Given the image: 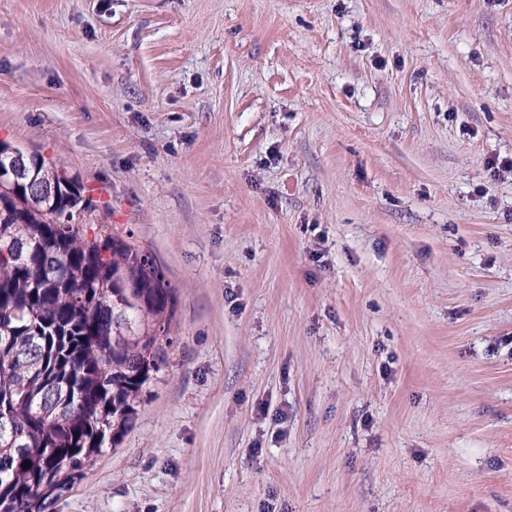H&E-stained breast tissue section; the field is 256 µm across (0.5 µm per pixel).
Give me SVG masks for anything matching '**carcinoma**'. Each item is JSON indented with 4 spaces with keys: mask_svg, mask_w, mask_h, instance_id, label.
I'll use <instances>...</instances> for the list:
<instances>
[{
    "mask_svg": "<svg viewBox=\"0 0 512 512\" xmlns=\"http://www.w3.org/2000/svg\"><path fill=\"white\" fill-rule=\"evenodd\" d=\"M58 192L0 194V512H45L133 426L169 364L176 292L156 259L77 224L86 188L40 157Z\"/></svg>",
    "mask_w": 512,
    "mask_h": 512,
    "instance_id": "cac0c4a2",
    "label": "carcinoma"
}]
</instances>
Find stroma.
I'll use <instances>...</instances> for the list:
<instances>
[{
  "mask_svg": "<svg viewBox=\"0 0 512 512\" xmlns=\"http://www.w3.org/2000/svg\"><path fill=\"white\" fill-rule=\"evenodd\" d=\"M0 140L177 294L46 512H512V0H0Z\"/></svg>",
  "mask_w": 512,
  "mask_h": 512,
  "instance_id": "35a3bbf8",
  "label": "stroma"
}]
</instances>
